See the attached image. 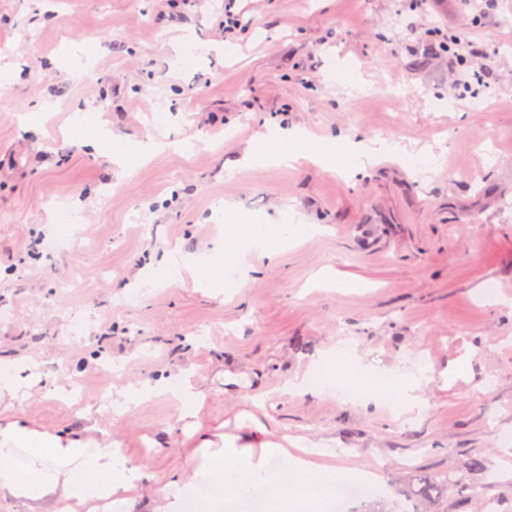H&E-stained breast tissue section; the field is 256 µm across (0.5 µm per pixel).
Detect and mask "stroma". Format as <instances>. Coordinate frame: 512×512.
Instances as JSON below:
<instances>
[{
	"instance_id": "35a3bbf8",
	"label": "stroma",
	"mask_w": 512,
	"mask_h": 512,
	"mask_svg": "<svg viewBox=\"0 0 512 512\" xmlns=\"http://www.w3.org/2000/svg\"><path fill=\"white\" fill-rule=\"evenodd\" d=\"M236 7L248 25L228 38L224 0H0V359L38 375L9 414L121 448L152 476L132 512H151L195 432L237 434L245 411L375 471L388 512H412L418 475L445 485L424 512H512V0ZM430 27L495 64L484 108ZM272 129L400 151L349 172L305 144L242 165ZM119 148L138 157L124 171ZM415 152L435 159L425 175L403 162ZM226 206L324 231L250 251L247 288L216 290L193 272L223 257ZM171 250L180 278L155 280ZM343 342L376 367L431 365L426 409L282 393ZM182 369L204 397L193 430L166 395L113 416L115 388Z\"/></svg>"
}]
</instances>
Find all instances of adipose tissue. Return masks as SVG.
<instances>
[{
	"label": "adipose tissue",
	"mask_w": 512,
	"mask_h": 512,
	"mask_svg": "<svg viewBox=\"0 0 512 512\" xmlns=\"http://www.w3.org/2000/svg\"><path fill=\"white\" fill-rule=\"evenodd\" d=\"M393 149L383 140L351 143L341 152L329 144L316 160L326 168L343 161L362 167ZM287 241V225L245 224L225 212L224 261L200 269L197 278L217 287H246V254L257 248L272 255ZM192 377L183 369L155 383L127 385L116 390L112 409L120 415L165 392L179 402L184 416L197 414L203 397ZM427 378L424 370L373 367L355 348L339 345L327 349L309 371L289 379L284 391L373 399L411 413L426 405L420 388ZM197 443L182 476L157 484L152 512H336L351 491L367 495L380 484L372 471L346 474L320 463L323 444L292 445L269 431L255 440L244 434L218 442L201 437ZM144 478L120 448L100 446L87 436L42 431L10 417L0 420V497L29 502L31 512H46V505L60 500L69 512H125Z\"/></svg>",
	"instance_id": "adipose-tissue-1"
}]
</instances>
